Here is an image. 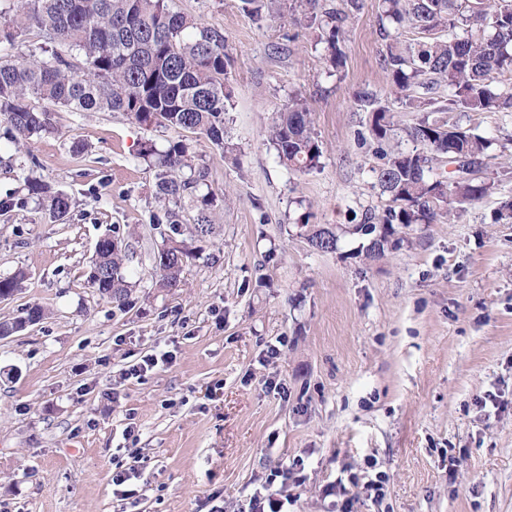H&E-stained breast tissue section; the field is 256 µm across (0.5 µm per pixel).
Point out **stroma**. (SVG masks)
<instances>
[{"label": "stroma", "instance_id": "1", "mask_svg": "<svg viewBox=\"0 0 512 512\" xmlns=\"http://www.w3.org/2000/svg\"><path fill=\"white\" fill-rule=\"evenodd\" d=\"M219 29L233 58L227 132L240 167L191 134L219 197L215 236L193 234L179 288L162 287L151 227L163 212L145 144L177 132L119 112H54L53 133L16 149L0 131V277L27 272L0 321L40 305L44 319L0 340V512H247L271 470L296 468L288 512H512V112L451 113L491 139L490 194L447 224L404 229L400 249L365 260L347 229L366 209L376 160L361 144L354 98L387 90L379 0L345 27V62L297 28L287 8L254 22L239 0H174ZM300 93L323 144L322 166L289 173L265 137ZM67 193L51 221L25 177ZM342 228L333 253L310 249L303 224ZM131 244L122 310L87 282L100 236ZM167 354L145 378L121 373ZM139 450L135 499L112 474ZM456 464H449V457ZM388 477L383 499L363 484Z\"/></svg>", "mask_w": 512, "mask_h": 512}]
</instances>
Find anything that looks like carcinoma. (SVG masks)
<instances>
[{"label":"carcinoma","mask_w":512,"mask_h":512,"mask_svg":"<svg viewBox=\"0 0 512 512\" xmlns=\"http://www.w3.org/2000/svg\"><path fill=\"white\" fill-rule=\"evenodd\" d=\"M256 22L284 0H241ZM293 3V23L320 31L333 67L343 66L345 25L363 8V0H345L340 10L328 0ZM380 21L393 29L383 55L388 93L357 94L368 114L369 146L379 163L370 168L372 188L387 197L382 211L368 210L351 233L369 240L366 257L380 258L398 248L399 230L413 224H438L480 202L492 184L480 176L462 178L456 158L485 165L491 140L448 119L452 112L512 110V87H499L512 76V0H382ZM191 17L173 10L170 0H20L16 15L0 24V123L14 144L53 130L59 106L74 112H121L145 127L206 137L240 166L239 146L226 132L227 104L233 95L232 57L216 29L191 31ZM30 30L40 41L28 53L15 54L18 39ZM416 34L407 39L404 32ZM44 102L37 107L31 100ZM415 118L403 123L401 113ZM267 140L289 170L310 173L320 167L322 144L312 111L297 94L276 112ZM140 155L155 170L156 197L175 205L192 197L197 209L194 232L212 233V192L197 193L206 172L193 165L188 143L178 139ZM28 195L43 202L54 222L65 220L68 195L36 179H26ZM305 237L316 251H336V229L306 224ZM186 250L168 239L153 253V270L165 288L182 282ZM126 246L109 235L98 239L89 283L99 296L122 310L129 304ZM25 273L0 277V300L13 297ZM44 310L28 306L11 322L0 323V336H12L24 324L39 323Z\"/></svg>","instance_id":"obj_1"}]
</instances>
